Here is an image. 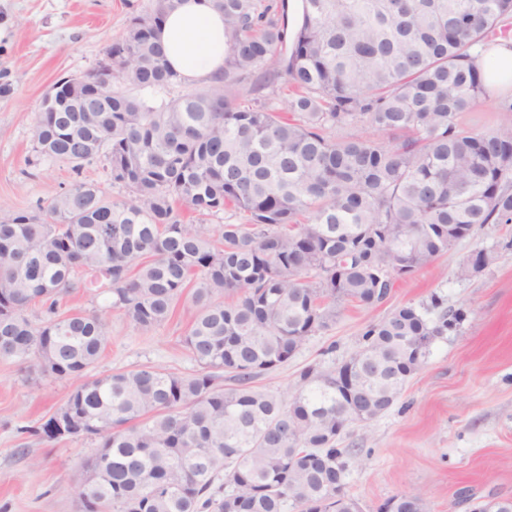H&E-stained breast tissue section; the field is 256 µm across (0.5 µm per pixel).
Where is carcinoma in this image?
Masks as SVG:
<instances>
[{"label": "carcinoma", "mask_w": 512, "mask_h": 512, "mask_svg": "<svg viewBox=\"0 0 512 512\" xmlns=\"http://www.w3.org/2000/svg\"><path fill=\"white\" fill-rule=\"evenodd\" d=\"M178 2L152 0L129 20L112 44L119 84L181 83L157 39ZM215 6L224 73L208 89L158 107L115 90L110 112H78L58 96V111L37 113L41 156L76 171L102 159L128 195L78 181L47 217L0 220V357L81 380L59 411L75 408L100 439L83 464L84 512H360L337 494L359 462L337 436L390 409L461 315L438 311L433 295L370 325L345 369L303 368L288 399L254 381L347 305L383 302L476 226L512 223V104L495 128L461 121L486 94L469 51L507 31L512 0H301L292 26L277 0ZM259 70L289 78L288 114L229 97ZM352 124L392 142L330 135ZM181 206L197 223H182ZM226 209L246 223H207ZM489 261L479 251L459 276ZM83 272L105 281L112 307L144 332L192 289L183 343L199 369L85 377L107 324L57 310ZM34 305L46 314L39 327L25 316ZM378 512L428 503L396 496Z\"/></svg>", "instance_id": "cac0c4a2"}]
</instances>
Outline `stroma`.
<instances>
[{
	"label": "stroma",
	"mask_w": 512,
	"mask_h": 512,
	"mask_svg": "<svg viewBox=\"0 0 512 512\" xmlns=\"http://www.w3.org/2000/svg\"><path fill=\"white\" fill-rule=\"evenodd\" d=\"M151 0H0V217L48 205L82 180L107 196H126L105 161L73 172L34 150L35 110L60 78L97 68L124 34L132 15ZM491 257L480 273L462 278L460 263L476 251ZM441 297L463 321L436 339L392 408L370 423L349 425L339 447L356 449L346 491L363 512H377L397 495H421L430 512H470L473 499H512V224L476 227L431 266L396 281L384 302L350 306L329 330L310 337L288 365L258 378L256 387L290 394L309 365L330 366L355 352L361 335L395 308ZM101 288L76 290L60 314L96 313L109 328L107 346L90 376L153 365L179 375L196 362L183 344L195 312L182 298L172 317L142 332L111 307ZM73 382L0 358V512H78L82 464L97 443L34 435L68 399Z\"/></svg>",
	"instance_id": "35a3bbf8"
}]
</instances>
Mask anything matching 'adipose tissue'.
Here are the masks:
<instances>
[{"label":"adipose tissue","mask_w":512,"mask_h":512,"mask_svg":"<svg viewBox=\"0 0 512 512\" xmlns=\"http://www.w3.org/2000/svg\"><path fill=\"white\" fill-rule=\"evenodd\" d=\"M171 67L189 82L209 81L224 70V16L213 0H180L158 32ZM472 61L486 90L496 99L512 98V38L477 45Z\"/></svg>","instance_id":"adipose-tissue-1"}]
</instances>
